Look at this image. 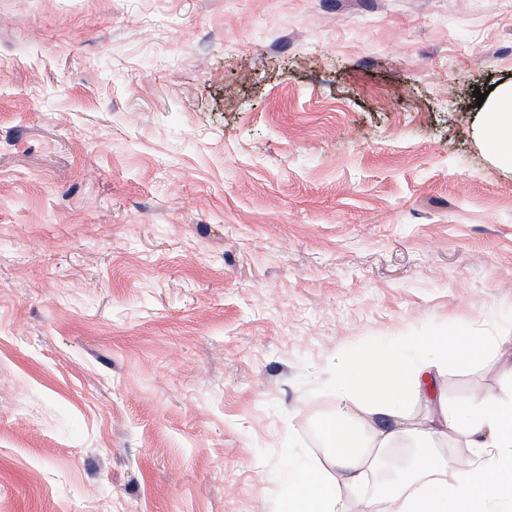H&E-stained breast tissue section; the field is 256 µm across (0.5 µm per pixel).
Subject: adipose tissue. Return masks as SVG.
<instances>
[{
	"mask_svg": "<svg viewBox=\"0 0 512 512\" xmlns=\"http://www.w3.org/2000/svg\"><path fill=\"white\" fill-rule=\"evenodd\" d=\"M478 133L495 165L512 172V80L486 97ZM485 349L478 336L415 334L342 358L327 380L339 407L318 422L324 455L289 476L286 512H343L345 490L400 442L415 450L410 477L360 499L358 512H378L381 501L388 512H512V368L499 393L463 405H448L432 384L435 372L480 362ZM448 438L472 452L452 478L436 450Z\"/></svg>",
	"mask_w": 512,
	"mask_h": 512,
	"instance_id": "ef3b65f1",
	"label": "adipose tissue"
}]
</instances>
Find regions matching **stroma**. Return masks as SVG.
<instances>
[{
	"label": "stroma",
	"instance_id": "35a3bbf8",
	"mask_svg": "<svg viewBox=\"0 0 512 512\" xmlns=\"http://www.w3.org/2000/svg\"><path fill=\"white\" fill-rule=\"evenodd\" d=\"M512 0H0V512H282L338 357L512 355ZM478 133L495 165L512 172V80L498 83L485 98Z\"/></svg>",
	"mask_w": 512,
	"mask_h": 512
}]
</instances>
